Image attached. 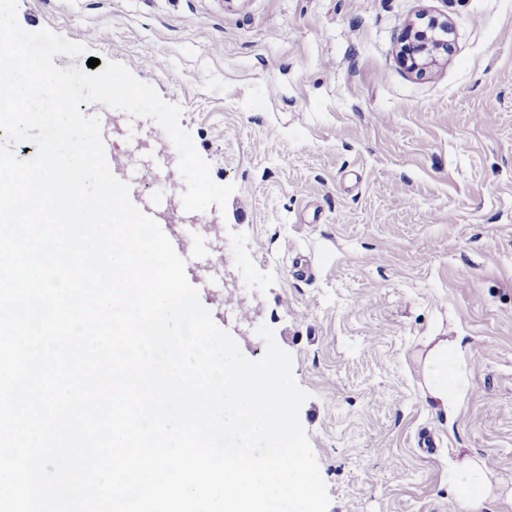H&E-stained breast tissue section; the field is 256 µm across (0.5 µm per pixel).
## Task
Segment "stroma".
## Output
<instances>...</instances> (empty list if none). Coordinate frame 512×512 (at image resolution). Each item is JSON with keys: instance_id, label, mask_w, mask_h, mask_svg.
<instances>
[{"instance_id": "1", "label": "stroma", "mask_w": 512, "mask_h": 512, "mask_svg": "<svg viewBox=\"0 0 512 512\" xmlns=\"http://www.w3.org/2000/svg\"><path fill=\"white\" fill-rule=\"evenodd\" d=\"M455 51L424 75L401 61L418 14ZM27 31L124 64L180 107V126L234 184L199 225H163L214 323L250 359L270 327L312 394L300 422L328 512H455L448 462L506 478L484 512H512V0H17ZM111 133L112 174L177 165L145 148L156 121L86 103ZM184 180L137 185L161 219ZM220 246L222 274L198 264ZM462 337L466 395L431 402V339Z\"/></svg>"}]
</instances>
